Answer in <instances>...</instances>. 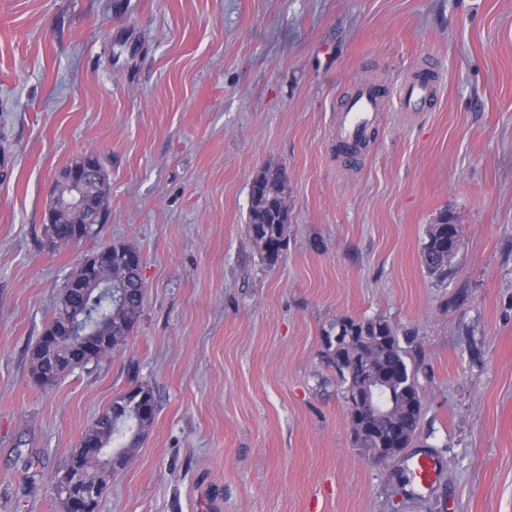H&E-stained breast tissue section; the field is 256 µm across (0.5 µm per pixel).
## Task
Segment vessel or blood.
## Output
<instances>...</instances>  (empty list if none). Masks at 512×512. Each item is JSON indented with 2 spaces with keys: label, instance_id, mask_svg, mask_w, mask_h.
<instances>
[{
  "label": "vessel or blood",
  "instance_id": "obj_1",
  "mask_svg": "<svg viewBox=\"0 0 512 512\" xmlns=\"http://www.w3.org/2000/svg\"><path fill=\"white\" fill-rule=\"evenodd\" d=\"M438 79L416 77L405 80L396 92L398 108L403 112H421L437 99ZM387 101L374 86L359 84L342 98L333 117L336 150L348 159H356L358 144L370 141L378 130ZM442 463L432 454L417 453L407 464L408 486L412 494L425 497L432 493Z\"/></svg>",
  "mask_w": 512,
  "mask_h": 512
}]
</instances>
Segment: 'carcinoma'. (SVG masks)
Segmentation results:
<instances>
[{
	"label": "carcinoma",
	"mask_w": 512,
	"mask_h": 512,
	"mask_svg": "<svg viewBox=\"0 0 512 512\" xmlns=\"http://www.w3.org/2000/svg\"><path fill=\"white\" fill-rule=\"evenodd\" d=\"M288 186L280 168L263 170L252 182L247 232L262 262L274 267L287 245L289 211ZM51 246L73 247L93 237V224H75L65 218L46 225ZM460 226L448 223L443 214L428 226L422 247V263L438 277L448 269L458 254ZM112 251L109 275L122 280L123 296L114 299L105 288H93L82 295L73 291L68 276L53 315L31 348V374L34 381L48 389L77 366L100 361L77 345L67 335L76 321L100 338L112 342V351L125 345L139 323L145 288L141 275L133 274L130 255L136 250L123 244L101 247L97 253ZM323 358L336 373V386L342 395L363 394L375 379L385 380L375 398L380 412L372 420V429L352 428L353 444L368 457L379 448H408L419 433L423 418V392L417 370L408 364L401 336L382 317L354 319L339 317L330 323L323 336ZM156 396L148 385L137 384L113 398L83 435L81 442L93 444L121 466L140 444L154 421Z\"/></svg>",
	"instance_id": "obj_1"
}]
</instances>
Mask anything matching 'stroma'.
<instances>
[{
	"instance_id": "1",
	"label": "stroma",
	"mask_w": 512,
	"mask_h": 512,
	"mask_svg": "<svg viewBox=\"0 0 512 512\" xmlns=\"http://www.w3.org/2000/svg\"><path fill=\"white\" fill-rule=\"evenodd\" d=\"M431 112L390 109L356 164L336 103L424 61ZM0 512H60L49 479L134 384L155 419L98 512H512V0H0ZM107 216L81 245L44 226L85 154ZM282 168L288 247L246 232L254 177ZM461 227L446 278L421 261ZM143 257L141 320L111 358L50 389L30 348L101 245ZM409 342L433 494L351 442L322 357L337 317ZM459 224H448V216L441 215L436 224H430L422 247V263L438 278L448 275V269L458 254Z\"/></svg>"
}]
</instances>
